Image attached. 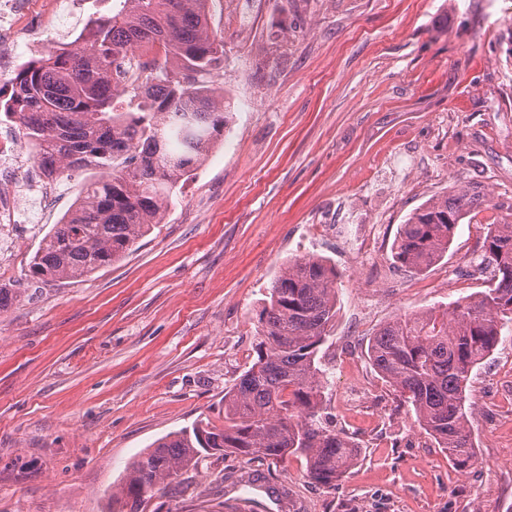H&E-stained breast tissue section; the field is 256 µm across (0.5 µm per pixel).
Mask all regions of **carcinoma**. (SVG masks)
Listing matches in <instances>:
<instances>
[{
	"mask_svg": "<svg viewBox=\"0 0 512 512\" xmlns=\"http://www.w3.org/2000/svg\"><path fill=\"white\" fill-rule=\"evenodd\" d=\"M120 2L115 14L89 19L70 46L24 64L0 97L47 179L103 173L41 239L28 269L36 283L87 277L123 258L161 222L174 189L226 125L213 81L224 40L210 27L208 0ZM484 202L477 186L430 197L401 225L393 258L419 271L441 261L457 226ZM500 208L475 265L490 272L488 288L449 312L400 315L368 345L374 368L461 470L477 463L465 407L470 375L512 326V204ZM337 278L322 256L282 265L259 315L256 357L224 392V426L201 422L154 442L128 464L109 512H141L204 453L269 465L299 457L310 482L336 488L357 459L352 441L321 415L317 355L336 316ZM24 292L0 284V310Z\"/></svg>",
	"mask_w": 512,
	"mask_h": 512,
	"instance_id": "cac0c4a2",
	"label": "carcinoma"
}]
</instances>
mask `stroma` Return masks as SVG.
Wrapping results in <instances>:
<instances>
[{
  "label": "stroma",
  "instance_id": "1",
  "mask_svg": "<svg viewBox=\"0 0 512 512\" xmlns=\"http://www.w3.org/2000/svg\"><path fill=\"white\" fill-rule=\"evenodd\" d=\"M36 27L0 67L71 44L120 0H76L68 25L33 0ZM224 39L214 75L231 103L208 158L161 224L112 266L27 289L28 263L89 179L51 183L42 220L16 230L0 284V512H108L127 464L171 431L224 424V391L251 365L258 314L288 260L335 265L336 317L319 356L323 406L358 446L328 489L304 461L205 457L144 512H512V328L466 391L477 464L457 471L372 367L397 315L483 290L470 274L497 204L512 202V0H209ZM482 186L445 259L416 272L391 247L428 198Z\"/></svg>",
  "mask_w": 512,
  "mask_h": 512
}]
</instances>
